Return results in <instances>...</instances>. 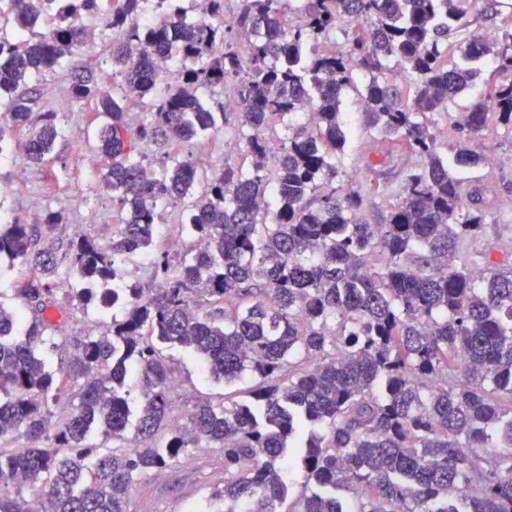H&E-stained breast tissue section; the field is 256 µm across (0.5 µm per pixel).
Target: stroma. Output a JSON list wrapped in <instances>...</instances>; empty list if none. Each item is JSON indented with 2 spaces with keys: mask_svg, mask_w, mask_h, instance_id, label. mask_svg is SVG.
Returning <instances> with one entry per match:
<instances>
[{
  "mask_svg": "<svg viewBox=\"0 0 512 512\" xmlns=\"http://www.w3.org/2000/svg\"><path fill=\"white\" fill-rule=\"evenodd\" d=\"M492 69H485L481 83L455 98L449 112H436L431 125L437 136L441 157L452 154L455 144L450 129L454 113L465 111L480 97L485 81L494 79ZM62 77L48 73L36 85L44 94V101L57 114L62 134L46 164L31 163L25 153L16 151L0 162V182L13 178L22 171L24 184L4 200L0 206L9 215L20 217L27 223L43 218L47 211H59L63 222L55 232L56 238L66 240L75 231L94 237L99 243H111L120 229L121 216L112 208L110 193L102 188L104 165L97 152L96 125L90 124L87 114L79 112L66 97L58 92ZM341 109L349 118L352 137L344 154L346 170H361L366 145L379 137V130L367 127L362 114L361 99L354 90L341 96ZM470 146L487 156V163L469 168L465 176L490 184L500 202L491 219L501 224L502 231L495 246L503 252L512 251V134L499 131L486 139L476 137ZM182 209L167 208L147 256L135 255L128 268L137 273L142 288H151L148 277L149 261L165 255L177 256L190 251L194 242L181 228ZM58 313L55 326L45 332L42 351L53 370L65 366L70 355L65 341L74 336H97L103 333L108 318L83 309L72 296L69 281H60L56 291ZM174 382L169 399L177 415H184L195 402L203 399L220 401L225 392L222 381L203 371L199 360L186 348H166ZM224 483V458L216 448H193L180 462L161 475H144L132 490L129 512H188L190 505L206 506L213 490Z\"/></svg>",
  "mask_w": 512,
  "mask_h": 512,
  "instance_id": "35a3bbf8",
  "label": "stroma"
}]
</instances>
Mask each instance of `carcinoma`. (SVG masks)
<instances>
[{"label":"carcinoma","mask_w":512,"mask_h":512,"mask_svg":"<svg viewBox=\"0 0 512 512\" xmlns=\"http://www.w3.org/2000/svg\"><path fill=\"white\" fill-rule=\"evenodd\" d=\"M53 2L0 0V154L48 159L61 129L29 82L67 71L69 99L105 120L103 188L123 218L107 245L49 241L59 212L0 222V256L27 270L21 301L48 309L64 276L82 284L80 303L112 308L109 333L77 339L63 369L78 385L69 411L31 347L46 325L32 322L20 343V314L0 302V439L28 443L0 450V512H25L27 490L40 512H126L140 475L189 448L224 453L217 512H277L288 454L304 475L288 512H512V266L487 242L492 190L455 173L484 157L441 159L428 122L491 64L498 80L453 129L512 130V14L483 0L498 24L475 33L468 0H304L291 23L290 0H239L226 28L224 0H207L206 20L159 0L149 23L150 0ZM94 16L112 35L103 62L121 77L110 92L85 60ZM340 21L344 53L325 45ZM235 30L245 42L228 38ZM390 59L410 82L379 80ZM356 69L372 76L367 124L420 159L382 224L367 220L365 198L384 187L333 183L349 135L340 95ZM217 85L240 109L249 165L206 173L183 148L216 135L200 91ZM129 100L148 115L135 130ZM306 109L314 122L293 127ZM151 144L166 147L158 161ZM178 204L198 249L153 261L147 294L122 265ZM204 302L213 311L199 313ZM159 342L191 349L226 384L249 374V399L202 400L174 423ZM131 371L133 395L120 390ZM94 422L115 441L132 423L152 444L95 455L84 445ZM328 489L346 491L348 508Z\"/></svg>","instance_id":"1"}]
</instances>
